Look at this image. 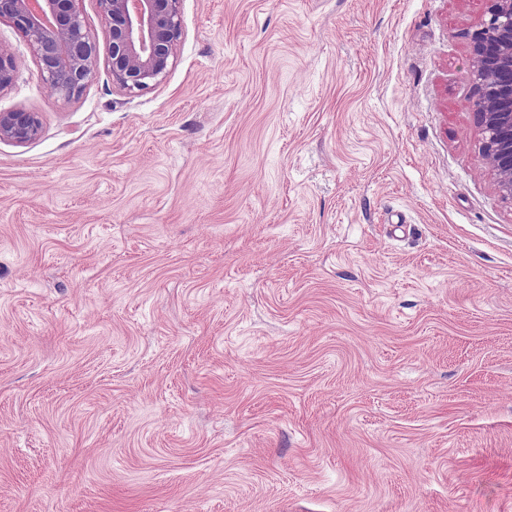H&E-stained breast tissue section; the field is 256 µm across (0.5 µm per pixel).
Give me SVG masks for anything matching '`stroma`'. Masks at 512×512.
I'll use <instances>...</instances> for the list:
<instances>
[{"label": "stroma", "instance_id": "stroma-1", "mask_svg": "<svg viewBox=\"0 0 512 512\" xmlns=\"http://www.w3.org/2000/svg\"><path fill=\"white\" fill-rule=\"evenodd\" d=\"M485 0H183L160 84L0 112V512H512ZM42 129L37 112H0V141L24 145L36 140Z\"/></svg>", "mask_w": 512, "mask_h": 512}]
</instances>
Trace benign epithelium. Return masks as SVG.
Listing matches in <instances>:
<instances>
[{
	"mask_svg": "<svg viewBox=\"0 0 512 512\" xmlns=\"http://www.w3.org/2000/svg\"><path fill=\"white\" fill-rule=\"evenodd\" d=\"M182 0H97L108 29L105 63L112 80L130 94L159 84L182 35ZM28 42L37 76L50 96H78L93 79L100 48L86 28L79 0H0V22ZM468 100L477 120L496 188L512 200V0H487L483 19L469 33ZM16 62L0 52V92L11 86ZM36 112H0V141L36 140Z\"/></svg>",
	"mask_w": 512,
	"mask_h": 512,
	"instance_id": "benign-epithelium-1",
	"label": "benign epithelium"
}]
</instances>
